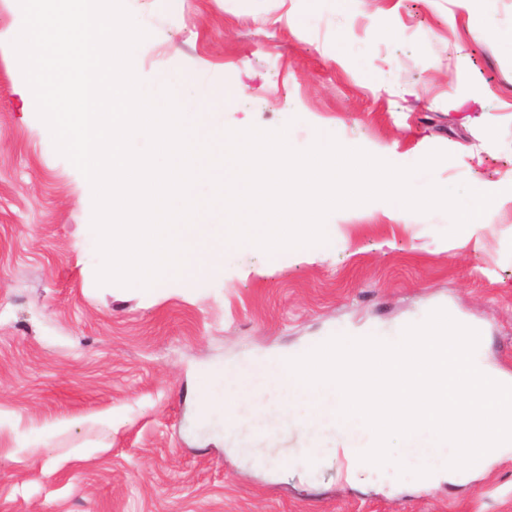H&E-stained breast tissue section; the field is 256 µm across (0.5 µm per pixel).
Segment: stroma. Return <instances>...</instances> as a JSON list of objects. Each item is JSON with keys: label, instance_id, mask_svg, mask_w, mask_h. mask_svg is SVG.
<instances>
[{"label": "stroma", "instance_id": "obj_1", "mask_svg": "<svg viewBox=\"0 0 512 512\" xmlns=\"http://www.w3.org/2000/svg\"><path fill=\"white\" fill-rule=\"evenodd\" d=\"M151 33L144 83L178 72L234 91L225 128L330 133L397 166L434 150L419 182L492 181L504 204L479 250H446L442 211L390 220L373 200L308 258L226 246L223 266L147 295L100 285L71 163L0 44V512H512V457L464 484L348 479L304 424L265 464L221 413H198L206 374L338 329H390L437 308L476 325L512 373V0H125ZM303 19L289 26V15ZM317 448L316 465L289 453Z\"/></svg>", "mask_w": 512, "mask_h": 512}]
</instances>
